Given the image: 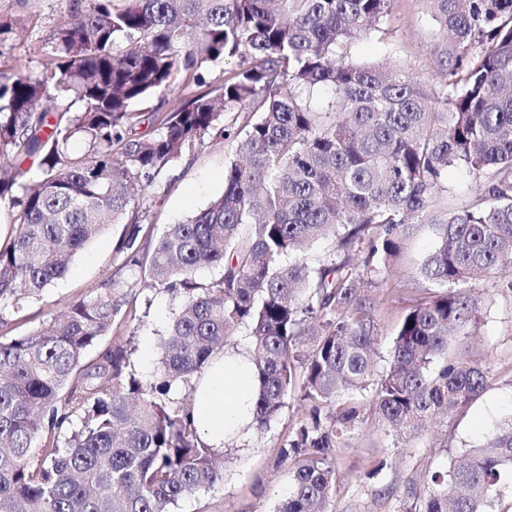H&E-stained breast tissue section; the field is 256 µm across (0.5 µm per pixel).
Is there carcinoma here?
<instances>
[{
	"instance_id": "cac0c4a2",
	"label": "carcinoma",
	"mask_w": 512,
	"mask_h": 512,
	"mask_svg": "<svg viewBox=\"0 0 512 512\" xmlns=\"http://www.w3.org/2000/svg\"><path fill=\"white\" fill-rule=\"evenodd\" d=\"M395 2L68 0L40 74L19 58L0 71V512H174L223 485L190 395L242 328L249 426L291 398L302 409L278 449L291 480L275 512H327L343 484L334 452L356 426L415 434L483 392L487 368L435 360L480 322L466 285L503 278L512 292V0H425L446 34L425 80L407 62L348 59ZM235 57L206 87L202 72ZM152 98L162 106L133 110ZM228 139L224 191L154 234L155 177ZM450 167L474 177L475 199L440 205ZM424 221L437 244L413 277L432 292L377 373L378 301L363 287ZM110 224L122 266L178 300L150 383L134 334L104 342L119 313L141 321L111 277L11 333ZM201 268L214 277L197 281ZM509 476L512 414L396 512H487Z\"/></svg>"
}]
</instances>
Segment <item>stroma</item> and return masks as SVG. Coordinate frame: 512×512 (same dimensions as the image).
Segmentation results:
<instances>
[{
	"label": "stroma",
	"mask_w": 512,
	"mask_h": 512,
	"mask_svg": "<svg viewBox=\"0 0 512 512\" xmlns=\"http://www.w3.org/2000/svg\"><path fill=\"white\" fill-rule=\"evenodd\" d=\"M66 0H0V19H21L36 13V28L0 36V66L23 58L32 73H40L45 40ZM443 36L438 23L421 0H397L392 19L380 31L354 42L352 58L373 62H410L417 75L431 71ZM237 151L233 141L207 143L180 163L163 170L155 188L164 197L153 215L156 226L176 224L205 208L224 189V168ZM121 229L108 227L70 263L68 272L54 281L45 297L14 315L16 333L26 334L55 314L65 303L96 295L101 283L118 274L121 291L136 298L138 309L147 310L135 339L132 356L137 371L153 379L161 364L160 342L176 302L166 292L141 288L135 272L121 269L115 245ZM435 245L429 227H421L408 241L389 271L390 292L379 280L365 289L367 296L382 300L378 336V368H385L395 328L407 310L425 300L428 290L411 271ZM481 302V321L471 336L448 348L449 356L467 351L489 370L485 391L467 407L438 417L410 438L399 439L363 425L352 430L336 451V467L345 481L328 503V512H393L408 491L422 488L425 472L446 467L451 453L480 441L495 421L512 412V296L503 294L492 281L473 284ZM297 404H290L265 431H240L230 448L221 450L224 462L222 486L199 493L179 503L176 512H273L288 489L287 464L277 458L278 446L299 417ZM379 467L372 479L365 473Z\"/></svg>",
	"instance_id": "1"
}]
</instances>
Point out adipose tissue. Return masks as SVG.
<instances>
[{"mask_svg": "<svg viewBox=\"0 0 512 512\" xmlns=\"http://www.w3.org/2000/svg\"><path fill=\"white\" fill-rule=\"evenodd\" d=\"M255 381L244 356L214 363L196 382L191 417L200 435L214 448L252 418Z\"/></svg>", "mask_w": 512, "mask_h": 512, "instance_id": "adipose-tissue-1", "label": "adipose tissue"}]
</instances>
